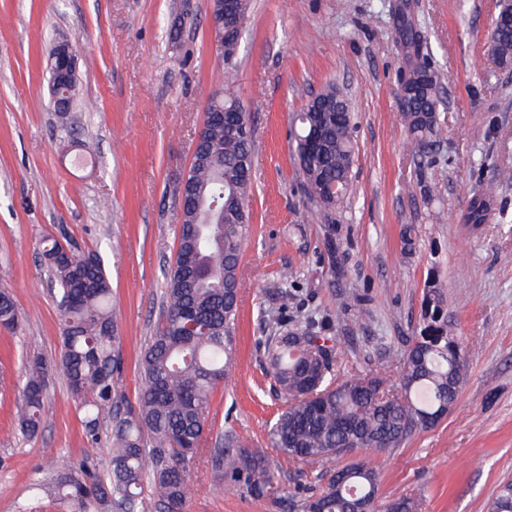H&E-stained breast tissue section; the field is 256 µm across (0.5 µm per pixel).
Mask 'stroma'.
<instances>
[{"instance_id":"stroma-1","label":"stroma","mask_w":512,"mask_h":512,"mask_svg":"<svg viewBox=\"0 0 512 512\" xmlns=\"http://www.w3.org/2000/svg\"><path fill=\"white\" fill-rule=\"evenodd\" d=\"M437 70L452 72L438 106L441 139L414 154L400 105L399 0H250L235 56L237 80L220 83L224 50L210 32L211 0H0V288L18 308L0 327V512H72L39 489L63 468L107 475L111 423L83 424L55 364L61 329L40 248L44 236L99 254L116 305L135 402L137 356L163 317L166 276L181 222L175 185L212 95L240 99L251 126L250 236L240 262L244 296L237 364L217 385L212 427L191 473L184 512H298V491H319L318 468L282 460L277 502L220 490L207 463L225 430L256 448L283 409L265 374V348L284 306L316 315L346 368L395 367L437 270L448 330L468 349L456 404L401 447L355 453L379 472V497H411L420 512H489L512 482V74L496 68L491 21L499 0H410ZM184 15L177 43L164 30ZM78 50L80 93L59 116L47 60L57 40ZM335 85L356 114L351 202L336 218L337 254L310 203L289 139L292 113ZM495 206L481 233H465L476 184ZM413 225L415 252L401 242ZM292 271L283 284V271ZM49 366L38 437L15 427L24 364Z\"/></svg>"}]
</instances>
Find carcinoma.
<instances>
[{"label":"carcinoma","mask_w":512,"mask_h":512,"mask_svg":"<svg viewBox=\"0 0 512 512\" xmlns=\"http://www.w3.org/2000/svg\"><path fill=\"white\" fill-rule=\"evenodd\" d=\"M400 43L410 48L409 65L400 70L409 92L405 133L417 150L439 142L440 96L451 75L438 71L425 53L426 37L407 12L397 9ZM238 43L224 40V81L234 78ZM492 50L512 70V15L499 14ZM305 105L290 127L299 170L325 224L343 208L349 194L355 156L354 116L325 112L320 116L319 145L310 149ZM209 111L224 112V122L208 124L204 154L191 165V193L204 200L201 211L186 206L179 226L178 252L164 289L166 312L139 356L141 377L137 405L118 417L123 363L117 336L112 289L95 253L55 239L45 240L43 263L58 296L63 325L58 370L73 397L85 408V428L98 432L100 421L113 417L111 468L106 477L63 471L48 484L55 497L81 508L90 501L113 503L134 512L145 488L165 512H183L191 495L193 465L207 429L210 396L227 379L237 361L235 336L241 296V249L249 232L247 203L236 188L251 183L252 145L246 123L233 101L212 100ZM494 205L492 192H474L466 223L477 232ZM418 327L397 358V374L385 366L335 377L341 353L319 335L307 318L273 337L267 347V374L286 400L272 425L268 445L279 454L321 466V492L299 504L301 512H350L356 500L372 503V512H418V501L402 497L383 503L378 474L367 463L338 465L358 448L381 452L398 448L416 432L429 428V417L441 420L456 403L466 376L460 340L448 335V315L441 285L429 277ZM18 323L15 300L0 289V326ZM47 363L35 358L25 365V382L17 409L20 432L38 434L44 415ZM209 464L215 479L252 498L275 493L279 462L250 448L247 437L229 431L224 446L214 448ZM492 512H512V483L503 484Z\"/></svg>","instance_id":"obj_1"}]
</instances>
